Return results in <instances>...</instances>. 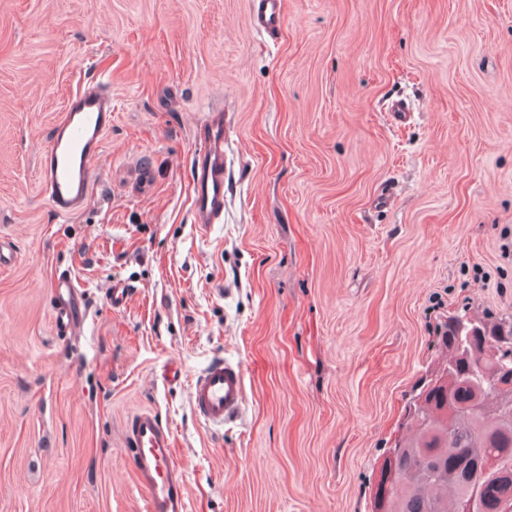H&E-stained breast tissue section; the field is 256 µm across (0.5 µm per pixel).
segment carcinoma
I'll return each mask as SVG.
<instances>
[{"mask_svg": "<svg viewBox=\"0 0 512 512\" xmlns=\"http://www.w3.org/2000/svg\"><path fill=\"white\" fill-rule=\"evenodd\" d=\"M435 368L409 403L415 434L385 451L395 470L371 512H512V317L462 311L441 326ZM495 471L473 478L478 463Z\"/></svg>", "mask_w": 512, "mask_h": 512, "instance_id": "carcinoma-1", "label": "carcinoma"}]
</instances>
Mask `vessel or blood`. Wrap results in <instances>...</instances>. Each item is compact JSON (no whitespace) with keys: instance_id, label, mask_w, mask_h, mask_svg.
<instances>
[{"instance_id":"obj_1","label":"vessel or blood","mask_w":512,"mask_h":512,"mask_svg":"<svg viewBox=\"0 0 512 512\" xmlns=\"http://www.w3.org/2000/svg\"><path fill=\"white\" fill-rule=\"evenodd\" d=\"M285 21L284 0H252L251 22L257 33L276 37ZM112 128V94L92 81L71 97L40 159L43 193L52 209L68 216L82 209L91 193V166L103 151ZM193 157L194 219L200 231L224 220V115L213 113L199 131ZM86 319L83 293L68 275L53 286L52 322L57 335L72 336ZM190 401L208 427L223 428L245 403L240 361L210 362L189 386ZM126 451L137 486L146 494L144 512H187V483L174 458L170 428L153 411L135 414L124 429Z\"/></svg>"}]
</instances>
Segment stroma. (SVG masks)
<instances>
[{
	"mask_svg": "<svg viewBox=\"0 0 512 512\" xmlns=\"http://www.w3.org/2000/svg\"><path fill=\"white\" fill-rule=\"evenodd\" d=\"M286 2L272 41L251 0H0V512H143L123 438L143 409L187 512H370L440 321L512 316V0ZM94 76L112 130L60 217L40 157ZM215 109L224 221L202 233ZM61 272L89 312L72 336ZM218 356L245 405L214 431L189 384ZM193 157L194 219L202 232L224 221V114L214 112L199 130ZM52 322L58 336H72L85 319L83 292L68 275L60 276L53 286Z\"/></svg>",
	"mask_w": 512,
	"mask_h": 512,
	"instance_id": "35a3bbf8",
	"label": "stroma"
}]
</instances>
